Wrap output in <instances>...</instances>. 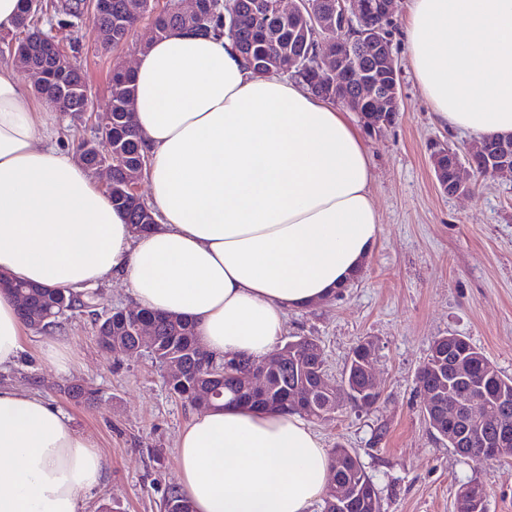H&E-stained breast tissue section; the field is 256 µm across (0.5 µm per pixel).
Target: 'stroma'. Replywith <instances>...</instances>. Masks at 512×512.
Instances as JSON below:
<instances>
[{
	"mask_svg": "<svg viewBox=\"0 0 512 512\" xmlns=\"http://www.w3.org/2000/svg\"><path fill=\"white\" fill-rule=\"evenodd\" d=\"M409 6L410 0H396L391 34L401 68L399 117L365 138L380 214L374 252L351 285L290 312L284 337L316 339L336 383L353 348L374 342L377 403L344 405L311 428L325 448L358 456L381 512H453L457 490L473 480L487 485V512H512V459L478 465L460 456L429 426L418 387L433 341L449 334L468 340L512 377V179L477 180L470 195L441 192L430 145L461 153L473 138L432 119L401 37ZM50 26L76 48L91 112H109L112 69L134 63L147 25L110 52L91 22L69 26L55 15ZM51 343L63 351L66 371L47 358ZM171 374L148 352L101 349L91 316L77 315L53 331L28 330L17 362L0 370V385L37 393L95 440L106 467L100 484L83 495L81 512H161L168 485L178 481V436L199 411L170 393ZM73 384L95 390L94 403L72 400Z\"/></svg>",
	"mask_w": 512,
	"mask_h": 512,
	"instance_id": "1",
	"label": "stroma"
}]
</instances>
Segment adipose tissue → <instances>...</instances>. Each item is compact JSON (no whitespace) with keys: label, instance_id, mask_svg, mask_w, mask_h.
Listing matches in <instances>:
<instances>
[{"label":"adipose tissue","instance_id":"obj_1","mask_svg":"<svg viewBox=\"0 0 512 512\" xmlns=\"http://www.w3.org/2000/svg\"><path fill=\"white\" fill-rule=\"evenodd\" d=\"M405 44L435 121L512 134V0H411ZM154 226L135 232L92 174L52 143L51 104L0 67V273L74 293L121 278L133 304L180 315L216 359L269 356L290 311L348 286L380 231L365 140L349 112L235 42L175 29L130 71ZM23 322L0 289V369ZM195 512H308L331 457L298 414L240 404L178 439ZM105 461L38 394L0 386V512H79Z\"/></svg>","mask_w":512,"mask_h":512}]
</instances>
